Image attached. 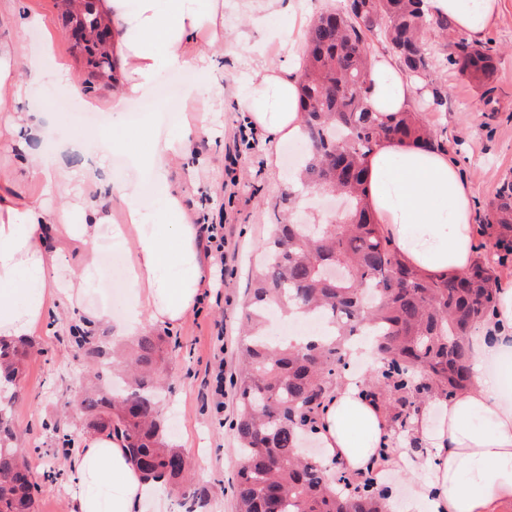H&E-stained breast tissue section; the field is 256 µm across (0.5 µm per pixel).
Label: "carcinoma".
Listing matches in <instances>:
<instances>
[{"instance_id": "cac0c4a2", "label": "carcinoma", "mask_w": 512, "mask_h": 512, "mask_svg": "<svg viewBox=\"0 0 512 512\" xmlns=\"http://www.w3.org/2000/svg\"><path fill=\"white\" fill-rule=\"evenodd\" d=\"M84 44L93 77L112 76L107 29L89 3L68 16ZM436 32L457 49L446 61L489 87L496 71L491 49L470 42L447 18H428L423 0H346L310 25L301 60V141L308 155L298 179L349 197L340 224H275L264 246L262 270L249 288L237 350L235 412L230 426L240 467L231 481L234 512H386L373 478L353 481L336 462L311 463L306 441L317 433L324 403L348 366V342L370 336L383 359L369 396L384 402L395 429L410 433L425 398L457 395L471 382L469 336L493 315L494 268L512 257V180L500 185L484 229H496L500 254L465 273L431 279L407 266L363 203L364 158L383 138L432 143L416 112H373L366 103L375 38L411 78L433 82L439 63L425 41ZM294 310L323 317L338 338L305 343L267 336L268 314ZM75 344L94 357L107 354L95 330L73 326ZM163 337L131 339L113 355L117 387L86 390L81 408L91 427L123 440L145 479L178 494L186 512H204L205 490L194 486L191 464L167 440L160 400ZM25 350L0 340V512H33L36 465L14 448L12 405Z\"/></svg>"}]
</instances>
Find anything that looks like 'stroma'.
I'll list each match as a JSON object with an SVG mask.
<instances>
[{
	"label": "stroma",
	"instance_id": "stroma-1",
	"mask_svg": "<svg viewBox=\"0 0 512 512\" xmlns=\"http://www.w3.org/2000/svg\"><path fill=\"white\" fill-rule=\"evenodd\" d=\"M224 51L216 55L217 74L224 96L208 114L206 133L200 134L191 158L182 160L173 174L182 181H194L198 192L189 193L187 208L201 214L205 223L230 224L239 240L234 274L225 284L209 280L194 313L183 323L155 326L165 338L163 367L174 377L162 403L168 438L192 463L197 484L208 494L207 512H233L228 480L238 460L237 441L225 421L233 411V396L216 398L212 388L218 369L232 371L238 341L241 311L255 274L259 249L274 223L273 206L288 185L292 165L284 142H270L258 135L257 150L242 152L237 166L235 197L224 192L225 147L234 131L246 120L238 111L234 89L251 72L257 47H266L265 58L284 69H298L297 59L281 42L280 18L269 13L266 0H224ZM17 14L36 8L45 17L46 28H7L21 37L27 51L42 48L47 31L59 34L56 55L67 63L77 83L90 73L86 58L71 39L57 6V0H15ZM265 16L263 26L251 25L250 16ZM496 60L493 104H485L482 89L462 76L457 66L445 63L436 83L444 95L442 111L428 109L424 101L414 108L435 125L437 138L460 164L467 181L477 217H484L503 179H512V0H501L494 25L481 40ZM199 74L190 67L157 73L145 90L156 101L146 114L161 127L178 125L188 114L186 92L196 86ZM113 86L98 83L91 98H78L63 110L60 125L49 127L40 149L51 151L77 129L86 114H95L101 126H108L112 114L106 108ZM299 218L309 224H332L341 219L344 204L322 191L311 189L295 204ZM84 314L61 298L48 307L40 328L30 336L33 351L22 365L20 395L14 404L13 427L17 445L34 456L40 470L55 471V480H40L35 512H72L73 482L69 459L56 451L47 425L59 423L71 434L75 447H82L91 429L80 409L87 383V358L83 348L68 338L71 325L84 322ZM225 334V350H217V332Z\"/></svg>",
	"mask_w": 512,
	"mask_h": 512
}]
</instances>
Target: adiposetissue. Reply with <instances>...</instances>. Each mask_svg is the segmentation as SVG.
<instances>
[{"label":"adipose tissue","mask_w":512,"mask_h":512,"mask_svg":"<svg viewBox=\"0 0 512 512\" xmlns=\"http://www.w3.org/2000/svg\"><path fill=\"white\" fill-rule=\"evenodd\" d=\"M112 29L110 51L121 73L109 108L122 116L161 70L191 67L201 76L187 99L212 104L215 61L209 48L224 45V0H94ZM424 11L451 18L459 31L482 38L493 26L500 0H424ZM29 55L15 39L0 38V143L10 144L18 168H0V338L34 333L58 297L81 309L88 321L131 338L148 326L177 325L198 306L208 266L186 191L172 178L175 163L192 150L197 129L181 123L166 130L144 123L112 127V150L125 155L132 174L114 176L103 154L75 137L61 154L34 152L56 122L51 112H23L29 87L43 76V57ZM427 82L410 79L398 63L375 56L368 74L372 111L411 110L431 98ZM241 111L271 141L295 139L303 127L296 73L260 67L236 92ZM85 160L91 179L78 183L62 153ZM363 202L393 241L404 262L430 277L466 272L476 259L471 192L458 162L433 146L382 140L365 158ZM60 197L49 206V197ZM81 245L86 258L71 270L50 253L49 241ZM121 248L131 255L126 288L130 302L120 321L103 302L89 303L97 287L101 254ZM471 341L473 383L448 398L437 394L411 427L424 454L391 449L380 403L359 374H345L321 413L318 435L328 458L350 474L378 469L411 474V493L388 498L391 512H499L512 503V283L497 294L492 321ZM438 415L431 425L430 415ZM75 482L73 512H134L154 494L119 439L100 433L86 439L70 460Z\"/></svg>","instance_id":"1"}]
</instances>
